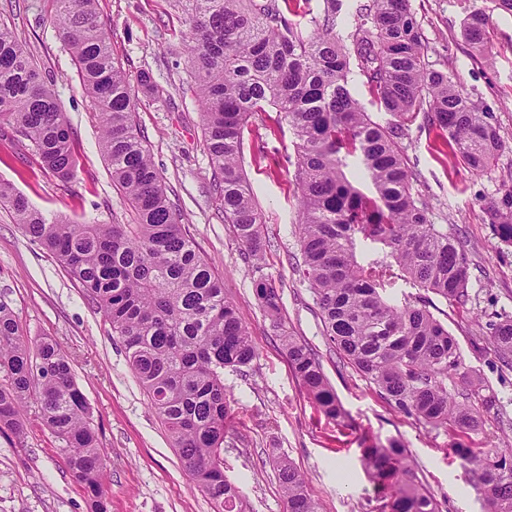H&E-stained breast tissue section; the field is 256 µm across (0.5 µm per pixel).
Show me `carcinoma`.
Segmentation results:
<instances>
[{
    "mask_svg": "<svg viewBox=\"0 0 512 512\" xmlns=\"http://www.w3.org/2000/svg\"><path fill=\"white\" fill-rule=\"evenodd\" d=\"M190 15L191 91L203 107L205 149L224 223L248 258L261 261L265 214L246 178L242 153L251 118L270 107L296 141L294 183L302 263L331 348L372 383L395 412L457 438L450 452L483 490L484 512H512V448L478 446L472 435L495 400L477 388L458 401L448 379L468 375L448 328L429 299L393 300L387 289L403 279L464 306L470 259L461 238L429 218L415 189L404 140L424 116L444 136L457 162L488 170L505 149L493 112L479 107L455 78L431 69L410 0H369L346 22L350 44L336 37V0L307 34L279 0H186ZM51 23L70 51L82 91L98 108L100 148L112 182L136 210V224H74L47 218L12 184L0 180V206L39 243L103 312L124 346L129 366L165 425L194 485L215 512H246L241 491L224 476V434L232 416L224 369L256 358L249 331L224 296V281L201 255L188 225L140 136L131 89L115 63L95 0H55ZM489 18L482 9L463 21L462 35L486 54ZM366 79L380 123L349 89L351 62ZM27 140L42 167L63 182L74 177L72 131L56 93L46 86L25 43L0 21V124ZM347 133V139L339 133ZM375 197L348 179V157ZM498 240L512 246V186L483 207ZM359 238L389 248L391 261L361 263ZM259 303L281 329L288 364L325 418L338 426L346 413L320 356L280 322L281 298L268 280L255 285ZM501 360L512 366V314L488 320ZM36 405L62 443L73 479L91 512H108L105 457L86 399L58 343L23 338L10 305L0 300V430L24 436V412ZM360 463L379 493V512H441L422 483L408 448L396 438L358 439ZM284 512H318L304 474L274 458Z\"/></svg>",
    "mask_w": 512,
    "mask_h": 512,
    "instance_id": "carcinoma-1",
    "label": "carcinoma"
}]
</instances>
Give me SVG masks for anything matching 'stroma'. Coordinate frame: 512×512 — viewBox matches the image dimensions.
<instances>
[{
  "instance_id": "obj_1",
  "label": "stroma",
  "mask_w": 512,
  "mask_h": 512,
  "mask_svg": "<svg viewBox=\"0 0 512 512\" xmlns=\"http://www.w3.org/2000/svg\"><path fill=\"white\" fill-rule=\"evenodd\" d=\"M112 55L130 83L137 126L174 206L200 252L224 280L248 327L257 356L225 369L233 417L224 440V475L239 488L247 512H283L272 458L287 457L309 480L319 512H377V491L360 463L358 438H398L411 449L419 475L443 512H483L468 470L448 452V430L432 429L393 412L374 385L339 363L323 334L318 308L293 267L300 257L294 186V135L273 111L256 114L244 140V170L265 214L264 258L252 264L234 239L214 193L201 112L187 85L189 25L181 0H96ZM430 68L453 73L470 98L490 108L505 149L488 171L457 164L445 138L416 120L406 139L407 160L434 223L463 238L471 259L466 307L434 298L432 313L459 343L464 367L476 374L498 408L484 417L477 443L512 447V367L495 353L486 322L512 313V247L485 224L482 200L512 185V14L494 0H411ZM490 17L487 56L461 37L465 16ZM53 0H0V15L37 58L74 133L78 166L71 182L45 173L37 157L0 136V179L46 216L81 224H131L135 213L112 183L100 147V127L71 56L50 21ZM271 279L281 295L282 320L322 360L324 372L351 419L329 422L307 397L288 365L281 338L265 316L256 280ZM0 298L9 302L26 337L55 339L68 355L107 454L109 512H213L194 487L176 448L130 370L104 314L92 307L63 267L29 240L0 208ZM0 512H88L60 451L36 412L24 439L0 433Z\"/></svg>"
}]
</instances>
